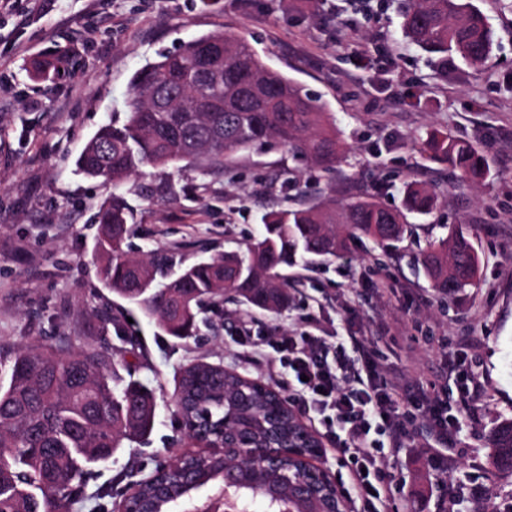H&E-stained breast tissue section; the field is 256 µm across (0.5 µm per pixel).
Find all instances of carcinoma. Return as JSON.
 I'll return each instance as SVG.
<instances>
[{"label":"carcinoma","instance_id":"cac0c4a2","mask_svg":"<svg viewBox=\"0 0 512 512\" xmlns=\"http://www.w3.org/2000/svg\"><path fill=\"white\" fill-rule=\"evenodd\" d=\"M398 16L404 38L441 60L457 58L478 70L497 47L487 16L473 0H401ZM70 62L61 47L35 62L34 70L66 71ZM269 139L327 171L344 153L322 96L268 66L242 38L211 31L139 69L124 122L100 127L76 161L80 173L113 189L97 213L104 287L156 319L167 335L187 339L196 336L204 305L218 307L227 294L264 311L288 308V281L279 268L297 255L335 258L345 251L347 237L358 235L390 245L402 238L406 214L427 216L436 206L429 187L411 183L401 209L371 199L338 204L327 198L271 211L245 251L181 266L161 287L156 275L176 266L173 256H124L130 213L122 189L131 178L147 167L183 163L220 173L234 154ZM423 150L461 180L479 181L490 172L472 143L444 131L430 132ZM423 265L432 288L448 295L474 283L478 256L466 232L455 228L430 243ZM210 370L209 363L194 362L177 381L183 424L195 422L198 433L228 443L245 433L254 448L284 446L295 436L301 420L287 405L274 410L276 391L258 388L256 380L233 369L217 377ZM155 416L154 393L114 374L101 351L14 353L0 373V512H70L92 468L111 461L124 443L149 436ZM488 458L495 468L512 470L511 418L490 432ZM192 465L213 473L226 466L240 470L242 486L261 490L256 499L263 502L288 496L292 487L281 473L298 469L291 458L274 467L254 455Z\"/></svg>","mask_w":512,"mask_h":512}]
</instances>
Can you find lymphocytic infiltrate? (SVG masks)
Instances as JSON below:
<instances>
[{
	"label": "lymphocytic infiltrate",
	"instance_id": "1",
	"mask_svg": "<svg viewBox=\"0 0 512 512\" xmlns=\"http://www.w3.org/2000/svg\"><path fill=\"white\" fill-rule=\"evenodd\" d=\"M253 349L271 347L296 402L326 432L353 466L352 487L366 512H381L391 494L387 462L417 435L409 413L402 411L403 396L387 377L378 355L361 348L356 337L334 340L303 329L269 340L246 333ZM425 428L438 449L435 469L448 467V447L458 418L446 401L433 397L423 406Z\"/></svg>",
	"mask_w": 512,
	"mask_h": 512
}]
</instances>
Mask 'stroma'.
<instances>
[{"label":"stroma","mask_w":512,"mask_h":512,"mask_svg":"<svg viewBox=\"0 0 512 512\" xmlns=\"http://www.w3.org/2000/svg\"><path fill=\"white\" fill-rule=\"evenodd\" d=\"M477 4L498 40L481 71L407 43L394 0H321L315 16L286 11L281 0H16L0 13V355L94 348L158 402L150 436L97 467L73 512H116L131 482L201 452L173 396L191 361L223 364L291 398L274 356L240 339L244 320L266 336L309 321L325 336L349 333L414 390L448 400L460 418L448 472L431 467L425 438L410 441L388 466V512H512V471L490 469L486 444L512 418V0ZM219 27L322 96L345 156L328 173L270 141L235 154L220 175L186 167L133 178L123 190L129 255L171 252L189 265L243 250L267 211L327 196L398 208L410 181L430 186L440 204L432 215L409 216L395 250L355 237L339 258L282 267L288 309L228 300L207 311L197 336L176 339L104 288L93 216L112 187L75 173L74 160L99 127L123 123L138 69ZM61 47L74 57L69 73L35 75L34 61ZM433 129L475 145L490 179L476 187L427 160L421 147ZM457 226L477 251V279L442 296L420 255ZM462 376L478 386L476 401L460 400Z\"/></svg>","instance_id":"35a3bbf8"}]
</instances>
